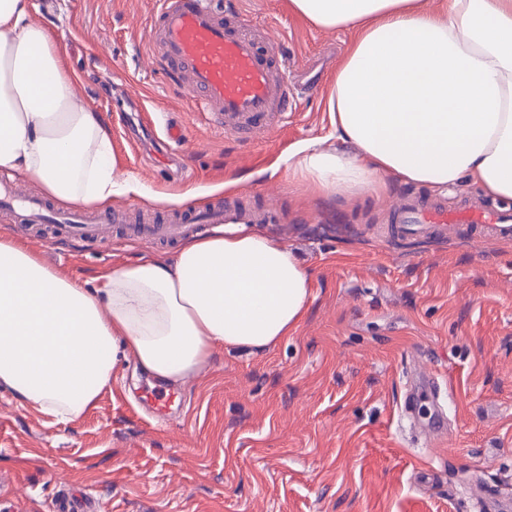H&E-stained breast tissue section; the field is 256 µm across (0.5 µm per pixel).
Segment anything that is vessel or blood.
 I'll return each instance as SVG.
<instances>
[{
  "mask_svg": "<svg viewBox=\"0 0 512 512\" xmlns=\"http://www.w3.org/2000/svg\"><path fill=\"white\" fill-rule=\"evenodd\" d=\"M156 64L171 72L189 93L194 107L210 114L218 127L243 142L278 126L292 111L294 92L286 80L288 62L260 34L235 24L219 0H156L149 43ZM0 208L19 224H49L52 236L97 243L120 232L122 239L148 237L170 243L195 224H269L274 208L253 209L234 198L203 209H186L136 223L126 211L104 214L58 212L38 196L0 182ZM448 224H486L492 232L512 231V213L464 206L457 210L425 197L407 200L396 210L394 230L414 235ZM52 512H92L87 494L63 491Z\"/></svg>",
  "mask_w": 512,
  "mask_h": 512,
  "instance_id": "vessel-or-blood-1",
  "label": "vessel or blood"
}]
</instances>
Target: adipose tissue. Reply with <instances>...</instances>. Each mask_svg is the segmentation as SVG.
<instances>
[{
	"label": "adipose tissue",
	"mask_w": 512,
	"mask_h": 512,
	"mask_svg": "<svg viewBox=\"0 0 512 512\" xmlns=\"http://www.w3.org/2000/svg\"><path fill=\"white\" fill-rule=\"evenodd\" d=\"M308 23L355 33L327 109L351 151L308 142L289 178L330 199L466 182L512 201V0H289ZM30 0H0V171L61 207L132 191L103 116L75 100ZM310 270L258 228L182 241L169 260L119 263L96 285L58 275L0 236V385L60 419L80 414L120 362L175 384L214 348L262 351L301 323Z\"/></svg>",
	"instance_id": "obj_1"
}]
</instances>
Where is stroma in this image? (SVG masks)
I'll list each match as a JSON object with an SVG mask.
<instances>
[{
	"mask_svg": "<svg viewBox=\"0 0 512 512\" xmlns=\"http://www.w3.org/2000/svg\"><path fill=\"white\" fill-rule=\"evenodd\" d=\"M50 26L77 98L101 112L122 172L162 196L112 207L175 211L239 194L272 206L264 230L313 272L305 316L288 339L253 353L216 349L197 376L161 385L119 365L94 405L66 423L0 386V512H50L69 486L99 512H512V242L474 224L393 235L399 195L482 204L463 183L403 185L325 200L288 182L296 144L331 131L326 95L353 34L313 26L289 0H236L237 22L288 56L296 107L285 127L245 144L189 111L186 93L148 56L155 0H31ZM184 138L176 177L156 152L166 125ZM59 275L94 281L112 265L170 258L174 244L30 241ZM434 379L425 413L446 437L426 445L401 425L413 375ZM180 391L164 420L151 392ZM430 477L419 480L421 471Z\"/></svg>",
	"mask_w": 512,
	"mask_h": 512,
	"instance_id": "1",
	"label": "stroma"
}]
</instances>
